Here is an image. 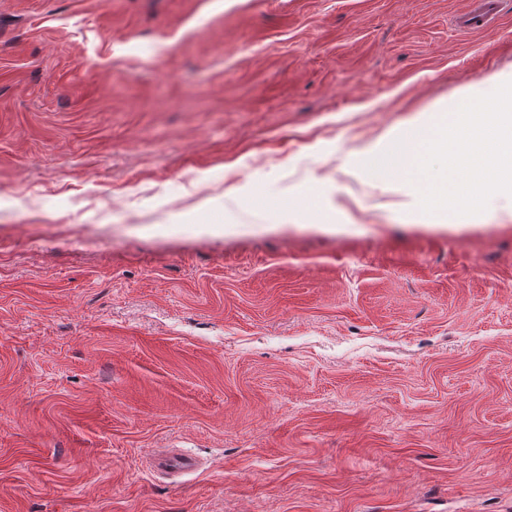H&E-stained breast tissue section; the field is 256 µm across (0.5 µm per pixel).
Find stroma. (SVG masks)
<instances>
[{"instance_id":"obj_1","label":"stroma","mask_w":512,"mask_h":512,"mask_svg":"<svg viewBox=\"0 0 512 512\" xmlns=\"http://www.w3.org/2000/svg\"><path fill=\"white\" fill-rule=\"evenodd\" d=\"M468 2L0 0V512H512V223L342 165Z\"/></svg>"}]
</instances>
